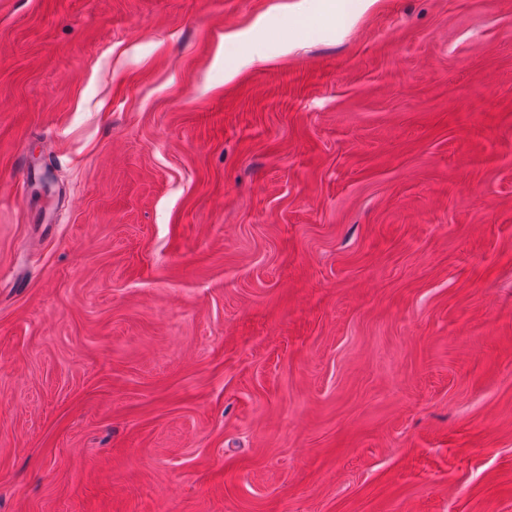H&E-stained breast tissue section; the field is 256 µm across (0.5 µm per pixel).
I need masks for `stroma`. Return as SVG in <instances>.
<instances>
[{"mask_svg":"<svg viewBox=\"0 0 512 512\" xmlns=\"http://www.w3.org/2000/svg\"><path fill=\"white\" fill-rule=\"evenodd\" d=\"M294 2L0 0V512H512V0ZM376 0H324L325 6L336 16V36L353 26Z\"/></svg>","mask_w":512,"mask_h":512,"instance_id":"obj_1","label":"stroma"}]
</instances>
